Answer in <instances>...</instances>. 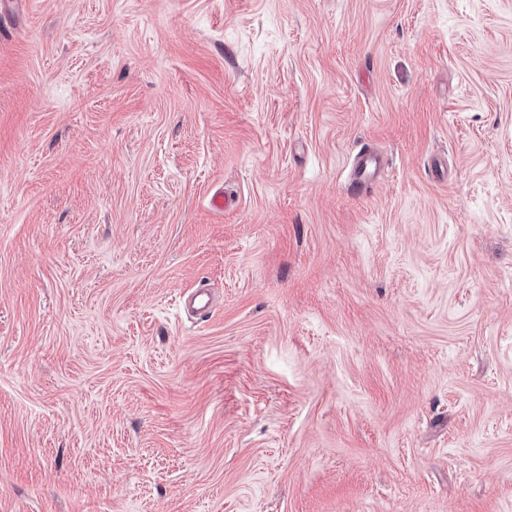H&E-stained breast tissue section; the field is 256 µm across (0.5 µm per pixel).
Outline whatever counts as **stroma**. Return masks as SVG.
Masks as SVG:
<instances>
[{
    "label": "stroma",
    "instance_id": "obj_1",
    "mask_svg": "<svg viewBox=\"0 0 512 512\" xmlns=\"http://www.w3.org/2000/svg\"><path fill=\"white\" fill-rule=\"evenodd\" d=\"M0 512H512V0H0ZM382 172L380 157L371 151L359 152L354 158L349 190L352 194L361 195L366 188L373 184Z\"/></svg>",
    "mask_w": 512,
    "mask_h": 512
}]
</instances>
